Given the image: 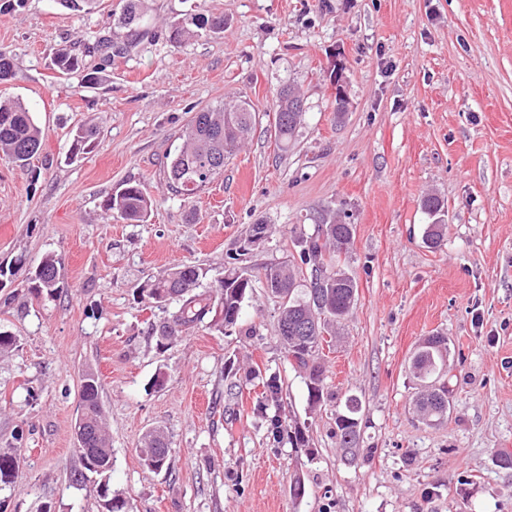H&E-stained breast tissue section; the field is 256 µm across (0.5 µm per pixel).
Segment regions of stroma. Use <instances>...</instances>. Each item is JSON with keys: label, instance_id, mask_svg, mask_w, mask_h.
Masks as SVG:
<instances>
[{"label": "stroma", "instance_id": "stroma-1", "mask_svg": "<svg viewBox=\"0 0 512 512\" xmlns=\"http://www.w3.org/2000/svg\"><path fill=\"white\" fill-rule=\"evenodd\" d=\"M118 0L73 11L25 0L0 14V51L43 131L28 168L0 156V329L18 348L0 356V448L20 469L0 512H100L94 481L77 483L75 423L85 370L97 371L113 466L109 484L130 512H512V0H148L161 29L189 5L224 15L222 35L181 47L141 42L107 66L102 84L52 65L88 32L114 30ZM344 65L349 110L336 116L327 73ZM296 85L305 121L288 151L274 138L273 95ZM249 102L256 127L224 170L190 200L165 167L194 112ZM96 122L89 153L70 158V133ZM144 184L147 221L103 204L120 184ZM448 210L428 247L424 196ZM350 216L340 264L357 302L322 350L324 402L310 409L303 372L277 337L279 301L255 286L236 326L205 327L167 347L151 328L169 316L138 303L149 276L199 265L222 276L240 234L273 233L236 265L252 278L297 260L310 213ZM61 257L60 288L34 299L27 277ZM447 336L450 409L418 420L410 359ZM280 376L279 405L262 411L260 377ZM356 396L354 456L336 418ZM307 444L273 440L272 415ZM163 428L168 469L143 466L145 433ZM307 493L293 495L296 478Z\"/></svg>", "mask_w": 512, "mask_h": 512}]
</instances>
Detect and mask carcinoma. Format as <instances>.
Returning <instances> with one entry per match:
<instances>
[{
	"mask_svg": "<svg viewBox=\"0 0 512 512\" xmlns=\"http://www.w3.org/2000/svg\"><path fill=\"white\" fill-rule=\"evenodd\" d=\"M148 10L146 0H122L120 11L114 13V24L127 30L120 41L95 34L83 40L80 54L68 50L54 53L52 63L62 75L84 70L87 85L102 81V73L115 53L120 56L145 37L157 33L142 27ZM226 21L196 9L186 10L166 24L163 36L173 47L202 32L224 33ZM300 97L290 83L282 84L276 91L273 104L274 135L280 149L286 151L304 122L306 108L296 112L284 108L288 98ZM256 115L243 100H228L220 105L206 107L196 112L183 131V143L169 157L167 179L172 190L185 200L194 198L224 170V165L206 167L209 157L216 155L228 159L244 145L252 131ZM98 134L95 124L83 125L71 132L70 155L78 156L88 150ZM43 133L30 109L20 100L0 98V154L16 166L24 168L41 149ZM152 200L141 183L127 182L118 187L104 203L106 211L129 223L146 219ZM422 209L431 219L424 237L427 244L438 247L444 235L447 210L443 200L435 195L423 199ZM315 224L310 234L298 239L299 261L292 265L269 268L263 274V285L279 299L278 339L285 357L296 368L307 374L308 400L315 409L324 400V369L318 355L324 334L333 331L357 300V283L339 266L341 254L349 251L353 240V225L336 216L333 210L322 209L312 216ZM61 259L53 254L45 256L28 278L29 288L35 298L54 296L59 285ZM207 271L192 265H178L163 274L150 277L139 284L136 295L154 304H176L170 317L154 328L157 345L166 347L177 337L208 326L220 332L237 324L244 303L254 285L251 277L234 266L224 269V275L206 282ZM448 337L436 335L426 338L411 359L413 377L424 381L440 375L448 360ZM261 403L278 400L281 385L277 376L263 382ZM100 378L88 370L80 390V423L90 428L89 448H105L106 415L99 393ZM450 401L448 386H426L415 398V407L422 420L433 423L448 418ZM360 400L350 395L345 400V413L336 418V438L340 448H355L360 439L357 415ZM271 434L279 439L288 435L296 446L305 445L299 427L287 430L280 418L271 420ZM167 437L162 431L148 435L139 453L150 458L157 470L167 466ZM19 457L14 449L0 451V491L9 487L18 472Z\"/></svg>",
	"mask_w": 512,
	"mask_h": 512,
	"instance_id": "obj_1",
	"label": "carcinoma"
}]
</instances>
